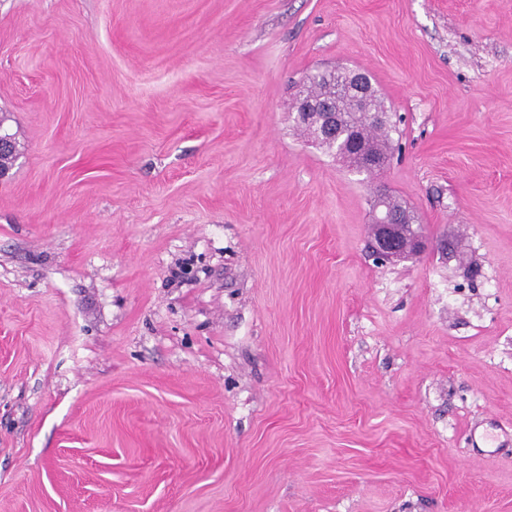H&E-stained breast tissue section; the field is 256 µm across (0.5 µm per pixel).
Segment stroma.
Wrapping results in <instances>:
<instances>
[{"label": "stroma", "instance_id": "1", "mask_svg": "<svg viewBox=\"0 0 512 512\" xmlns=\"http://www.w3.org/2000/svg\"><path fill=\"white\" fill-rule=\"evenodd\" d=\"M0 133V512H512V0H0ZM344 72L347 75V80L342 89L341 86L345 81ZM308 80L309 86L305 92L309 97L318 98L323 95L335 94L341 112L336 109L335 101H330L329 99L313 101L307 99L305 94H302L297 97L295 102L297 119L305 117L310 112H314L319 119L320 137L325 142H335L336 138L338 139L343 136L345 134L344 125L345 128L354 129L360 138H366L368 144L377 152L389 154L391 150V138L389 135L391 126H378L373 122L389 123L390 113L385 108H374L372 104L373 98L377 99L379 105L382 104L383 100L378 94H375L376 91L374 92L371 81L366 74L344 69V71L336 70L335 73L333 71L323 72L322 76L318 78L315 76L313 78L310 77ZM342 92L358 111L365 112L373 122H370L365 114L355 111L344 100ZM339 112L344 117L343 124L339 119ZM360 138L357 139L359 143L358 152L361 154L364 165L371 170L381 168L384 165L383 158L371 151ZM325 147L329 151L334 152L336 158H348L351 162L348 166L358 171L372 173L371 170L363 169L358 154L352 151L346 143L336 145V150H334L330 143ZM387 190L379 189L373 200L374 219L371 224L373 251L382 259L414 256L424 249V239L414 230L409 208L398 205Z\"/></svg>", "mask_w": 512, "mask_h": 512}]
</instances>
